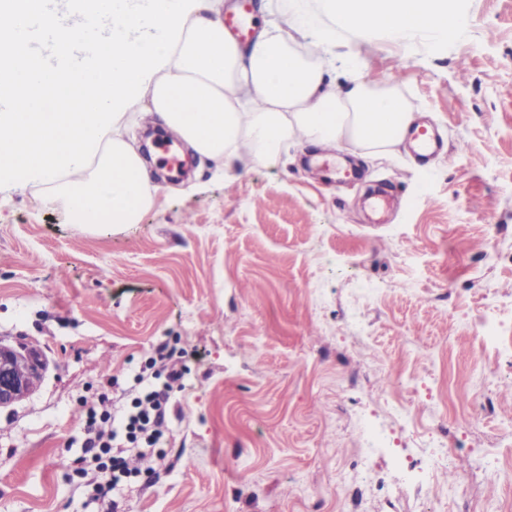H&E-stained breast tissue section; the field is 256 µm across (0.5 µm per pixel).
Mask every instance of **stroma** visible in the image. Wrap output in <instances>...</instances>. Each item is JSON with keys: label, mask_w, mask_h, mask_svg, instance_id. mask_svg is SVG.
Returning <instances> with one entry per match:
<instances>
[{"label": "stroma", "mask_w": 512, "mask_h": 512, "mask_svg": "<svg viewBox=\"0 0 512 512\" xmlns=\"http://www.w3.org/2000/svg\"><path fill=\"white\" fill-rule=\"evenodd\" d=\"M460 10L440 46L337 37V84L357 51L434 124L428 165L405 142L356 157L348 182L294 140L226 173L193 156L142 223L93 231L41 189L0 192V340L49 361L0 411V512H106L78 474V415L129 389L161 342L184 351V387L118 512H341L359 422L381 446L367 512H419L395 498L397 461L437 428L461 443L436 474L438 512H456L464 473L483 512H512V475L473 469L512 449V0ZM487 390L489 413L473 401ZM396 402L417 420L400 426Z\"/></svg>", "instance_id": "35a3bbf8"}]
</instances>
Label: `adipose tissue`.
<instances>
[{
  "mask_svg": "<svg viewBox=\"0 0 512 512\" xmlns=\"http://www.w3.org/2000/svg\"><path fill=\"white\" fill-rule=\"evenodd\" d=\"M289 28L248 46L224 33V0H0V189L43 187L71 223H141L157 188L122 136L146 101L154 125L194 154L231 168L241 146L275 163L306 139L392 152L414 120L394 77L355 67L335 88L327 68L340 33L447 42L466 22L448 0H290ZM94 34L101 53L82 59ZM81 94L88 111H70Z\"/></svg>",
  "mask_w": 512,
  "mask_h": 512,
  "instance_id": "obj_1",
  "label": "adipose tissue"
}]
</instances>
